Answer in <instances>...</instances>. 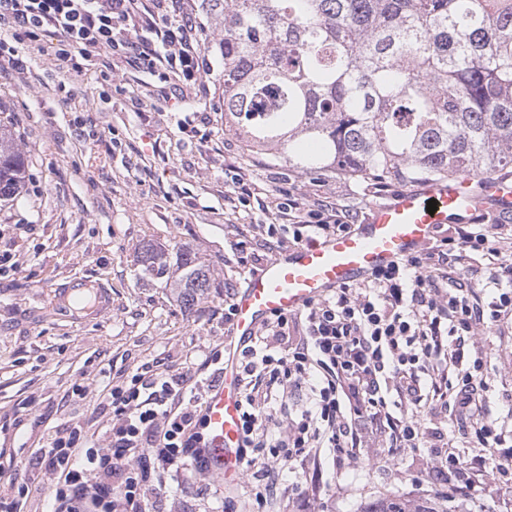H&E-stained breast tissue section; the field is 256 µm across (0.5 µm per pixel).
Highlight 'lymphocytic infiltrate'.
Instances as JSON below:
<instances>
[{
	"mask_svg": "<svg viewBox=\"0 0 512 512\" xmlns=\"http://www.w3.org/2000/svg\"><path fill=\"white\" fill-rule=\"evenodd\" d=\"M0 65L24 69L17 45L53 41L61 71L81 73L90 54L124 57L139 72L163 73L167 100L182 105L209 94L210 71L185 0H0ZM279 224L313 242L347 231L335 204L309 201L297 184L280 189ZM512 318V256L493 224L455 228L408 260L363 282L345 284L302 311L268 319L241 351L242 428L259 468L256 512L274 496L282 471L309 477L321 451L352 458L364 432L388 455L439 447L449 471L466 466L438 411L461 415L481 450L485 477L512 484V450L485 410L482 357L466 339ZM305 389L298 414L278 411L280 395ZM111 422L97 442L82 425L56 431L39 457L52 491L51 512H148L155 474H204L197 455L199 400L184 374L134 373L105 395Z\"/></svg>",
	"mask_w": 512,
	"mask_h": 512,
	"instance_id": "f902f5d3",
	"label": "lymphocytic infiltrate"
}]
</instances>
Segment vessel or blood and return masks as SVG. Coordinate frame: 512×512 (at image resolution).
<instances>
[{"label": "vessel or blood", "mask_w": 512, "mask_h": 512, "mask_svg": "<svg viewBox=\"0 0 512 512\" xmlns=\"http://www.w3.org/2000/svg\"><path fill=\"white\" fill-rule=\"evenodd\" d=\"M469 179L428 182L399 191L390 202L374 205L362 223L349 231L301 245L275 256L252 273L234 298V315L224 342V365L201 412L205 433L200 456L209 472L234 482L242 459L240 350L259 327L276 314L303 310L334 288L366 280L375 270L406 260L429 244L445 224H473L488 206L512 210V188L490 182L479 191ZM436 201L428 213V201ZM90 296L93 312L112 305L110 289L84 279L55 292L58 308L67 309Z\"/></svg>", "instance_id": "b4317fda"}]
</instances>
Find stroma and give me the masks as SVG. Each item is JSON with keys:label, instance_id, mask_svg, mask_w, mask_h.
<instances>
[{"label": "stroma", "instance_id": "35a3bbf8", "mask_svg": "<svg viewBox=\"0 0 512 512\" xmlns=\"http://www.w3.org/2000/svg\"><path fill=\"white\" fill-rule=\"evenodd\" d=\"M202 28L211 66V94L191 111L224 110V58L215 39L220 17L203 0H186ZM25 69L0 71V125L8 127L25 160V185L17 198L0 201L1 224H31L35 230L12 248L16 265L0 277V491L23 484L22 512H47L48 484L34 469L35 454L70 420L105 431L109 415L101 401L112 385L138 368L207 378L204 361L224 347V304L274 256L293 249L291 235L269 238L278 223L270 172L286 165L247 155L231 130L206 145L178 129L180 114L162 96L163 83L143 81L123 58L113 57L110 76L99 60L79 76L64 78L49 38L18 47ZM236 157L255 185L247 206L224 198V161ZM307 196L345 209L360 223L369 209L386 202L400 185L383 189L357 178L297 175ZM246 249H238V242ZM176 254L188 249L213 269L218 283L209 298L185 306L170 279L148 274L145 249ZM103 282L112 291L105 315L70 319L49 311L52 292L69 279ZM490 353L483 372V397L504 433L512 432V322H501L483 339ZM88 383L86 397L73 393ZM470 462L458 473L430 470L428 453L404 451L387 461L379 448L363 449L362 460L317 461L318 477L306 494L283 487L270 512H360L367 503L397 495L419 504H441L448 512H512V492L484 480L471 460L477 450L457 437ZM251 472L225 486L215 476L180 479L151 499L152 512H253ZM470 492L458 494L457 486Z\"/></svg>", "mask_w": 512, "mask_h": 512}]
</instances>
